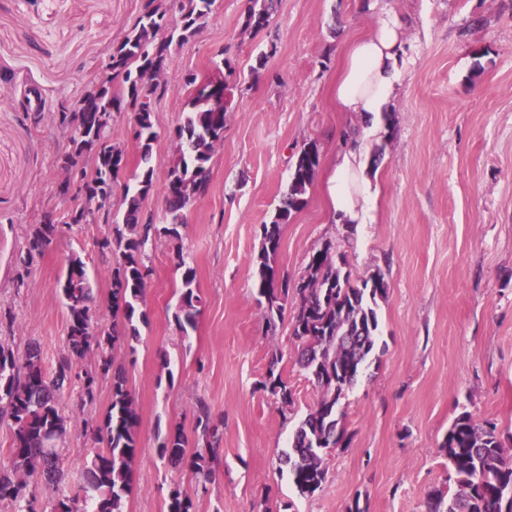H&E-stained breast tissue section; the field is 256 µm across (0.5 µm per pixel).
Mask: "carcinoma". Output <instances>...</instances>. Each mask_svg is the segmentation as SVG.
I'll return each instance as SVG.
<instances>
[{
  "mask_svg": "<svg viewBox=\"0 0 512 512\" xmlns=\"http://www.w3.org/2000/svg\"><path fill=\"white\" fill-rule=\"evenodd\" d=\"M215 0H180V23L167 26L166 0H150L131 31L112 46L103 75L87 89L82 108L57 112L62 127L85 130L82 139L70 140L65 163L69 171L80 158L93 160L94 172L87 181V199L107 193L112 182L125 170V150L112 143L110 110L135 109L139 161L135 190L126 194L122 216L112 217V231L101 238L98 248L116 255L111 271V297L114 323L110 328L94 325L93 287L86 265L78 256L66 261L59 280L58 294L68 312L65 347L53 370L43 362L40 349L30 344L21 354L11 337L0 336V419L8 418L13 434V468L0 471V502L15 506L16 512H126L135 484L133 463L139 452V414L125 368L112 355L116 346L131 344L139 336L135 324L145 319L142 306L151 269L145 264L149 242L179 236L183 211L191 195L204 188L212 154L224 137L226 109L217 105L219 90L203 84L189 103L183 124L175 129V157L165 176L167 224L140 223V205L153 189L152 145L154 129L151 99L154 89L143 83L144 75L157 72L173 41L183 43L200 27L212 11ZM274 0H247L244 29L260 31L269 24ZM320 163L318 146L304 144L290 175L288 193L273 220L263 225L262 249L258 255V293L265 298V317H281L288 295L299 298L292 323V335L300 346L298 363L313 377L318 393L313 409L298 426L291 447L283 454L294 486L301 494H313L326 478L324 455L342 442L344 431L339 411L345 393L356 383L363 369L376 359L379 301L388 295V283L381 273L354 278L351 271L336 262L331 245L316 251L308 263L303 288H290L279 280L272 265L280 247L283 225L307 203L306 194ZM62 232L60 224H36L27 237L25 256L16 270L18 287L28 285L30 266ZM184 268L175 322L181 332L195 328L201 298L196 288V271L179 258ZM112 378V401L102 420L84 421L102 448L86 458L79 478L66 481L67 469L57 443L66 433L67 419L59 412L63 389L75 382L82 389L81 404L95 398L100 377ZM262 388L283 405L292 393L281 374L268 370ZM196 428L205 437H216L218 426L208 407L199 403ZM187 438L176 426L168 429L157 448L168 464L189 471L196 489L188 493L171 491L166 512H195L196 496L207 492L213 477L219 448L186 453ZM448 459V480L454 492L430 494L429 512H512V450L504 447L494 422H480L463 412L450 426L441 444ZM42 482L55 487L57 496L50 509H37V498L30 486Z\"/></svg>",
  "mask_w": 512,
  "mask_h": 512,
  "instance_id": "cac0c4a2",
  "label": "carcinoma"
}]
</instances>
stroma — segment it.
<instances>
[{"instance_id":"stroma-1","label":"stroma","mask_w":512,"mask_h":512,"mask_svg":"<svg viewBox=\"0 0 512 512\" xmlns=\"http://www.w3.org/2000/svg\"><path fill=\"white\" fill-rule=\"evenodd\" d=\"M143 6L0 0V70L14 73L4 88L10 101L0 104V305L14 312V345L37 344L49 368L67 333L56 295L67 257L86 262L103 327L112 324L115 259L97 245L110 225L79 224L35 258L29 285L17 287L30 227L45 209L62 206L58 160L70 145L50 112L35 124L21 103L41 110L79 99ZM245 8L246 0H216L195 35L170 46L152 101L155 184L141 216L162 224L175 154L168 134L195 93L185 78L227 86L224 140L209 163L208 189L185 210L178 237L148 247L146 319L137 341L115 353L140 422L127 512H166L172 489L193 490L191 474L163 462L157 446L159 433L178 424L188 453L205 450L195 429L201 401L221 422L220 455L197 512H427L432 490L452 488L440 445L458 414L496 423L512 448V0H279L258 32L245 30ZM384 11L403 19L416 64L381 143L376 221L349 236L330 216L329 178L340 134L358 124L337 110L334 87L344 43ZM310 141L320 164L306 206L282 228L278 274L301 278L310 256L329 245L352 275L382 273L388 296L379 308L380 362L342 400L344 440L325 455L321 489L305 497L282 461L317 399L296 362L297 302L288 300L282 319L268 325L255 281L261 227L275 216ZM184 262L196 270L201 298L187 334L173 318ZM272 364L292 390L290 406L261 388ZM110 395L103 377L91 404L81 405L78 389L64 390L70 475L95 446L84 422L104 415Z\"/></svg>"}]
</instances>
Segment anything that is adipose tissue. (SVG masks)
<instances>
[{
  "label": "adipose tissue",
  "mask_w": 512,
  "mask_h": 512,
  "mask_svg": "<svg viewBox=\"0 0 512 512\" xmlns=\"http://www.w3.org/2000/svg\"><path fill=\"white\" fill-rule=\"evenodd\" d=\"M412 64L404 25L390 15L380 17L368 35L346 46L336 104L339 111L359 118L365 131L343 142L329 180L330 212L344 231L376 220L378 188L371 178V143L388 138L390 103Z\"/></svg>",
  "instance_id": "ef3b65f1"
}]
</instances>
